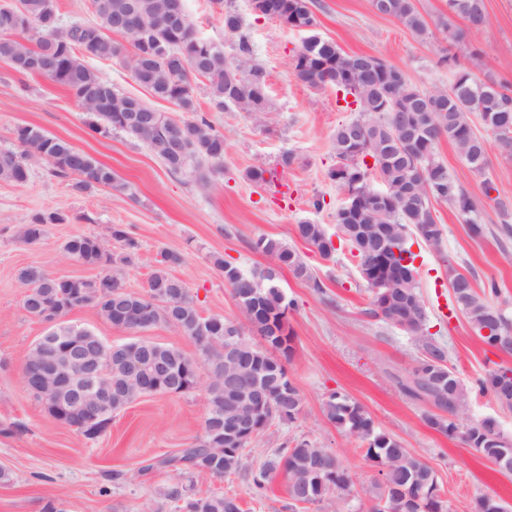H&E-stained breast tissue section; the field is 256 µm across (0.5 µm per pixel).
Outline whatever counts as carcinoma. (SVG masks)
I'll return each mask as SVG.
<instances>
[{
  "label": "carcinoma",
  "instance_id": "obj_1",
  "mask_svg": "<svg viewBox=\"0 0 512 512\" xmlns=\"http://www.w3.org/2000/svg\"><path fill=\"white\" fill-rule=\"evenodd\" d=\"M172 0H91L94 20L77 22L63 31L58 23L56 0H8L0 5V59L7 60L20 74L39 75L41 69H28L22 60H38L50 68L48 77L66 87L77 103L100 119L105 126L123 131L143 142L160 158L172 174L191 171L199 182L207 184L204 167L224 160V136L217 132L204 116L184 123L189 150L185 154L173 148L172 128L175 120L154 110L142 99L119 94L112 85L101 80L81 60L80 54L101 59L124 55L126 46L143 54L144 66L133 69L135 81L159 99L174 103L183 112L197 111L192 80L201 77L208 82L210 101L222 111L235 106L259 118L267 110V85L263 67L255 62L248 37L242 33V18L233 10L224 11V30L238 35L236 55L224 58L222 46L198 36L192 23L173 26L169 22ZM291 26L308 33L293 62V74L311 88L327 85L336 87L343 97L353 100L356 116L339 125L332 145L336 165L328 172L329 179L339 189L358 192L364 202L351 206L346 200L336 211V235L350 245L358 274L366 286V277L376 249L381 242L393 244L409 253L414 240L435 249L443 239V226L438 223L434 203L450 204L474 235L483 234L482 208L474 196L449 173L437 155V145L448 139L463 154L471 171L486 175L489 165L487 139L475 127L472 115H477L483 129L492 133L500 153L512 157V86L490 78L483 79L471 69L452 72L448 93L441 88L424 90L413 84L405 73L386 60L363 54H348L334 41L315 32L317 21L310 0H288ZM448 13L464 19L468 26L479 29L488 21L484 0H448ZM383 15L395 18L418 37L429 34V24L419 12L415 0H386ZM119 35L121 43L112 38ZM19 149L0 150V179L24 183L31 155L46 158L53 172L74 179L73 187L87 191L99 185L115 190L125 189L112 171L90 155L67 142L45 135L31 127H18L13 132ZM377 172L382 185L390 192V202L376 205L367 195L372 187V172ZM60 220L57 215L38 216L25 225L23 237L29 242L40 240L45 225ZM297 236L316 247L325 259H332L336 248L331 234L322 224L304 221L296 226ZM254 249L270 258L272 265L245 271L221 257L214 265L222 272L231 288L245 321L253 320L267 348H255L243 340V326L222 315L203 316L186 284L170 273V267L180 262L176 253L163 251L157 266L141 293L129 292L119 284L112 292L99 296L95 310L112 326L121 323L114 318L116 306L129 314L150 309V323L141 327L149 330L159 325L178 328L196 347L193 355L163 343L134 339L117 344L120 355L112 356L106 371L112 379V403L94 421L78 427L89 440L98 438L112 422L114 413L131 404L128 392L143 396L165 392L164 386L139 388V382L127 370L126 359L142 356L145 361L163 362L171 376H181L175 390L186 394L199 384L201 373L207 375L208 416L224 424L226 395L224 347H243L242 353L253 356V362L263 379L274 384L270 406L266 410L267 424L276 420H293L300 413L303 399L294 385L285 362L293 353V331L288 324L291 303L275 284V269L287 268L295 277L311 287L322 290L300 255L272 238H260ZM84 266L100 272H112V265L129 264L132 254L114 260L103 241L92 235H74L64 244ZM409 277L396 285V295L417 302L408 312L401 303L382 310L372 297L369 314L411 336L421 347L423 357L417 361L409 379L401 383L408 394L426 401L444 413L441 421L444 434L457 429L456 407L467 408L468 394L459 377L446 364L447 352L429 333L428 312L420 291L417 267L408 268ZM27 288L23 309L31 312L30 303L38 300L67 314L82 308L81 293L94 291L92 279L62 280L39 266H28L19 273ZM456 308L467 319L476 337L493 346L512 348V322L500 309L490 304L475 287L460 291L452 289ZM490 328L488 336L479 334V327ZM55 328L70 342H78L92 331L64 320ZM500 368L480 382V390L496 397L503 408L512 409V395L497 397ZM328 421L360 440L365 458L382 466L381 481L366 489L376 502L389 512H397L392 491L418 500L414 512H448V502L433 500L426 495L427 487L440 489L430 465L412 449L405 448L393 435L376 426L370 413L359 403L337 392L323 404ZM496 419L486 417L471 425L466 438L471 447L486 459L512 452L499 443ZM208 436L197 438L189 447L161 459H149L141 467L148 474L155 469H168L174 479L163 490V497L172 504V512H244L239 501L225 494L198 497L193 493L190 477L208 473L214 477L240 473L247 445H233L218 452L207 447ZM324 465L331 478L318 487L314 483L317 465ZM287 481L292 508H307L318 504L341 512L346 499L355 493L348 468L329 449L316 441L301 439L291 448L277 451L257 471L251 473L253 485L266 489L275 474Z\"/></svg>",
  "mask_w": 512,
  "mask_h": 512
}]
</instances>
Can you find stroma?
I'll return each instance as SVG.
<instances>
[{
	"label": "stroma",
	"instance_id": "obj_1",
	"mask_svg": "<svg viewBox=\"0 0 512 512\" xmlns=\"http://www.w3.org/2000/svg\"><path fill=\"white\" fill-rule=\"evenodd\" d=\"M416 4L433 23L423 40L396 19L376 14L370 0H312V10L319 36L346 53L383 58L420 88L448 86L452 69L469 67L480 76L512 82V0H485L488 22L478 30L452 18L453 28L463 33L455 46L449 45L447 31L435 25L448 12L447 0ZM228 8L241 16L242 33L266 72L269 105L262 119L234 107L214 110L204 79L194 82L196 112H182L134 80L129 57L86 60L115 90L149 101L171 118L191 121L201 114L211 121L224 136V160L205 188L188 176L171 174L144 142L127 133L95 130V118L65 87L43 76L19 74L0 60V149L14 147L16 127L32 126L87 152L125 185L121 191L97 186L79 192L72 179L53 176L49 161L37 157L28 161L26 183L0 181V512H43L50 501L59 512H171L161 495L170 474L157 470L145 476L140 466L190 446L203 431L207 397L202 387L185 395L143 397L115 414L106 432L89 441L56 422L25 386L26 354L48 327L23 309L25 288L18 274L37 265L58 277H95V270L72 261L63 250L76 234L104 238L113 257L132 254L131 264L122 268V283L131 292L143 291L160 251L178 253L181 261L171 272L185 282L205 316L240 320L232 290L213 259L224 257L246 271L268 267L269 258L252 247L261 237L295 250L321 282L316 290L289 270L278 272L276 284L292 303L288 374L303 406L294 420L274 422L251 441L247 467L259 468L277 449L297 440L318 441L335 452L362 489L349 498V512H368L371 502L364 489L379 474L364 459L359 441L324 416V401L337 392L363 405L376 425L423 457L438 476L449 512H473L485 496L512 512V474L500 471L465 438L470 425L487 417L512 438V410L477 388L489 372L512 368V350L478 341L452 306L448 285L452 268L472 277L477 288L497 284L491 302L512 319V239L500 241L498 212L482 189L483 180H491L501 197L512 200V159L489 143V168L481 177L448 140L437 146L458 183L480 198L485 227L482 236H470L455 210L440 203L441 249L413 248L429 332L445 346L447 365L469 394L457 431L446 436L426 426L428 404L401 390L400 381L409 377L422 351L406 334L368 315L371 293L357 274L349 245L338 243L329 261L296 234L304 221L336 230V209L344 195L328 177L336 163L331 140L352 112L342 109L335 87L313 89L294 77L292 58L304 33L255 14L249 0H186L200 34L223 45L230 57L239 35L224 30L222 15ZM474 50L480 54L476 62L470 57ZM448 53L455 56L450 66L440 61ZM254 169L264 170V183L250 181ZM319 200L324 203L320 209L315 206ZM50 213L59 215V223L47 225L40 241L26 242L25 225ZM115 225L126 231V239L111 237ZM131 240L136 243L132 249L127 246ZM193 484L200 497H236L244 512H293L281 476L260 493L238 474L216 478L201 473Z\"/></svg>",
	"mask_w": 512,
	"mask_h": 512
}]
</instances>
